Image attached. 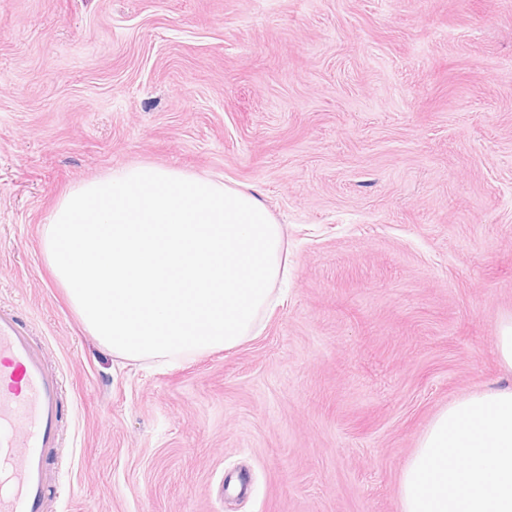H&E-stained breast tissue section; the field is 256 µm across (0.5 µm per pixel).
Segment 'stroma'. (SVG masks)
<instances>
[{"label": "stroma", "instance_id": "stroma-1", "mask_svg": "<svg viewBox=\"0 0 512 512\" xmlns=\"http://www.w3.org/2000/svg\"><path fill=\"white\" fill-rule=\"evenodd\" d=\"M136 163L283 224L259 336L160 366L86 331L42 229ZM0 305L65 379L43 512H401L436 414L507 381L512 0H0ZM495 339L499 361L506 371L512 373V314L501 320Z\"/></svg>", "mask_w": 512, "mask_h": 512}]
</instances>
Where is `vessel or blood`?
<instances>
[{"instance_id":"b4317fda","label":"vessel or blood","mask_w":512,"mask_h":512,"mask_svg":"<svg viewBox=\"0 0 512 512\" xmlns=\"http://www.w3.org/2000/svg\"><path fill=\"white\" fill-rule=\"evenodd\" d=\"M61 384L17 316L0 308V512H40L52 488Z\"/></svg>"}]
</instances>
